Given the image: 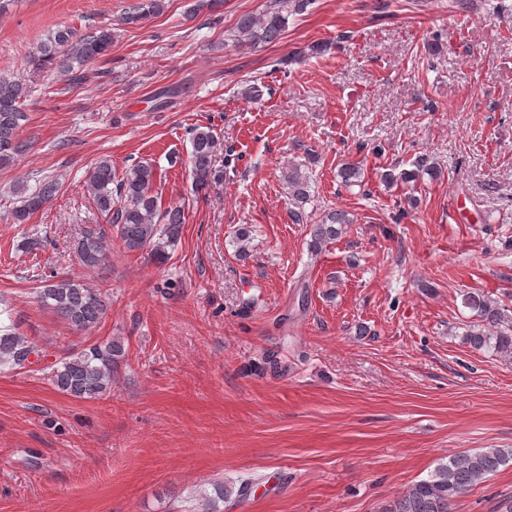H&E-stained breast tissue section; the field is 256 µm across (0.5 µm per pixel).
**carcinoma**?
<instances>
[{
	"mask_svg": "<svg viewBox=\"0 0 512 512\" xmlns=\"http://www.w3.org/2000/svg\"><path fill=\"white\" fill-rule=\"evenodd\" d=\"M310 0H270L259 14L240 15L230 33L233 46L257 49L278 42L291 16L305 12ZM167 8L165 0H132L118 18L120 26H139L161 15ZM114 27L110 24L77 30L59 27L37 48L30 62L37 70L48 69L72 83L86 78V67L104 56L112 47ZM28 96L23 83L0 76V165L12 163L28 149L20 132L28 120L23 101ZM188 156L196 188L210 185L213 177V157L219 142L211 128L197 127L192 131ZM413 169L404 179L413 181L422 174L431 177L439 173L436 162L421 155L412 162ZM363 169L357 163H343L337 171L346 187L361 185ZM288 195L296 205L292 220L303 222L302 204L310 198V178L292 167L285 176ZM157 172L150 163L138 162L121 174L112 170L104 158L96 162L86 180L87 193L98 212L107 219L109 228L98 224L84 227L74 244L78 264L89 271L104 266L108 259L109 236L116 232L128 253L147 252L157 262L169 258L168 250L181 238L186 222L183 206L162 205L156 190ZM59 189L56 179L44 180L29 193L17 188L20 205L14 219L22 223L35 213ZM351 223L348 213L335 210L320 224L311 225L309 243L314 252L340 238ZM37 301L75 331H86L106 315L110 297L99 289L74 279L47 281L38 289ZM464 304L475 312L477 324L467 333V342L475 349L492 348L505 356L512 355V316L508 309L477 292L465 294ZM38 354L37 346L18 334L14 326H0V365L24 369L31 364L30 356ZM126 357L122 341L105 339L87 344L69 353L52 369L49 381L60 392L81 400L99 399L112 391V380ZM512 466V448H486L453 455L439 463L429 477L414 484L404 495L393 501L386 512H452L456 498L484 482L500 468Z\"/></svg>",
	"mask_w": 512,
	"mask_h": 512,
	"instance_id": "cac0c4a2",
	"label": "carcinoma"
}]
</instances>
